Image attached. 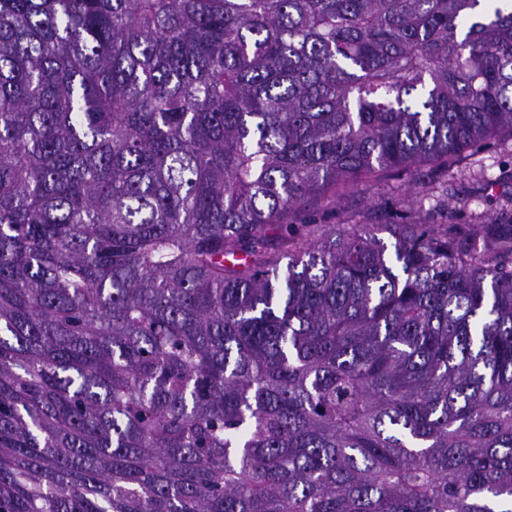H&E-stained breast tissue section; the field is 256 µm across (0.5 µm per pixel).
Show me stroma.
Returning a JSON list of instances; mask_svg holds the SVG:
<instances>
[{
	"mask_svg": "<svg viewBox=\"0 0 512 512\" xmlns=\"http://www.w3.org/2000/svg\"><path fill=\"white\" fill-rule=\"evenodd\" d=\"M512 168V132L502 131L492 143L477 152H465L448 171L439 172L429 188L406 176L389 174L373 182L368 190L348 194L332 207L306 205L290 214L289 223L300 224L310 213H318L323 223H333L335 215L361 217L371 209H378L383 223L402 224L418 216L431 219L437 210L446 187L462 186L468 191L467 200L453 219L459 224H479L493 218L512 220V192L497 186L503 170Z\"/></svg>",
	"mask_w": 512,
	"mask_h": 512,
	"instance_id": "obj_1",
	"label": "stroma"
}]
</instances>
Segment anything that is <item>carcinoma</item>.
<instances>
[{
    "mask_svg": "<svg viewBox=\"0 0 512 512\" xmlns=\"http://www.w3.org/2000/svg\"><path fill=\"white\" fill-rule=\"evenodd\" d=\"M478 4L0 0V512H512V222L287 221L512 131Z\"/></svg>",
    "mask_w": 512,
    "mask_h": 512,
    "instance_id": "carcinoma-1",
    "label": "carcinoma"
}]
</instances>
